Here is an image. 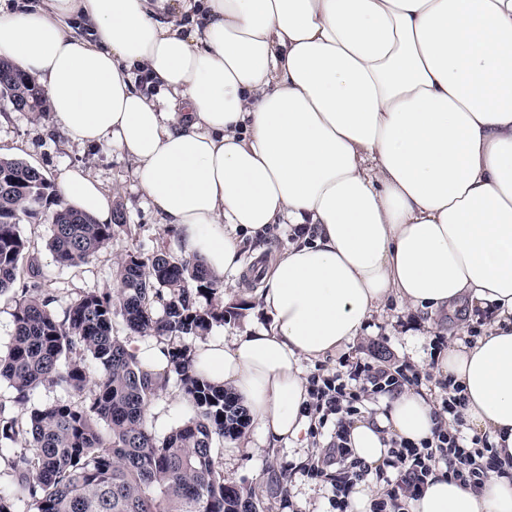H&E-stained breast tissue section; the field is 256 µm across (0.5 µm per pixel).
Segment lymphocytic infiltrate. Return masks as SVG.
Masks as SVG:
<instances>
[{
    "instance_id": "obj_1",
    "label": "lymphocytic infiltrate",
    "mask_w": 512,
    "mask_h": 512,
    "mask_svg": "<svg viewBox=\"0 0 512 512\" xmlns=\"http://www.w3.org/2000/svg\"><path fill=\"white\" fill-rule=\"evenodd\" d=\"M423 375L414 363L384 364L362 359L339 358L336 370L309 381L305 412L312 437L330 429L328 443L310 465V479L329 484L333 512H350L353 494L360 486L375 484L368 512H408V500L417 498L437 469L461 486L480 489L491 476L512 478V458L500 456L488 434H467L464 409L467 399L452 379L441 383L443 390L434 410L431 438L413 443L390 439L388 457L374 467L357 457L349 445V428L366 403L392 398L421 386Z\"/></svg>"
}]
</instances>
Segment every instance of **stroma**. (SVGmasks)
<instances>
[{"label":"stroma","instance_id":"stroma-1","mask_svg":"<svg viewBox=\"0 0 512 512\" xmlns=\"http://www.w3.org/2000/svg\"><path fill=\"white\" fill-rule=\"evenodd\" d=\"M0 156L24 159L52 181L63 169L82 167L111 196L113 210L126 216L125 223L113 226L111 243L77 267L59 265L48 248L53 230L51 210H44L37 223L21 224L20 230L30 242L29 255L41 270V291L54 298L56 308H64L85 291L117 293L118 269L127 255L147 258L160 250L176 254L178 233L161 223L148 206L132 177V163L112 150L93 152L70 142L51 112H17L0 101ZM216 297L224 303V321L212 327L211 336L231 337L271 322L255 300L244 297L242 289L222 284ZM427 321L423 312L389 301L372 315L367 330L347 351L362 358L373 353L383 360L406 359L430 367L432 344L421 338ZM150 413L153 430L161 437L191 417L193 410L178 384L172 382L152 402ZM218 452L225 483L255 492L260 512H329L325 485L304 475L320 452L310 435L293 444L271 445L252 423L237 447L222 446Z\"/></svg>","mask_w":512,"mask_h":512}]
</instances>
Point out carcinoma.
<instances>
[{
    "instance_id": "obj_1",
    "label": "carcinoma",
    "mask_w": 512,
    "mask_h": 512,
    "mask_svg": "<svg viewBox=\"0 0 512 512\" xmlns=\"http://www.w3.org/2000/svg\"><path fill=\"white\" fill-rule=\"evenodd\" d=\"M0 100L17 112H42L48 103L47 93L4 58ZM51 203L57 209L49 247L59 264H85L112 242V225L63 206L37 168L0 158V298L11 304L14 323L11 346L0 354V382L26 407L20 415L0 410V512L21 505L25 512H259L255 494L224 484L216 451L244 433L247 409L234 392L195 372L192 339L224 322L216 276L198 261L130 254L117 295L85 292L58 312L39 293L38 264H21L29 250L21 221L41 219ZM162 297L158 315L153 302ZM118 317L133 334L181 341L168 348L164 372L145 370L114 335ZM172 379L194 414L159 437L149 405ZM46 385L72 399L28 406Z\"/></svg>"
}]
</instances>
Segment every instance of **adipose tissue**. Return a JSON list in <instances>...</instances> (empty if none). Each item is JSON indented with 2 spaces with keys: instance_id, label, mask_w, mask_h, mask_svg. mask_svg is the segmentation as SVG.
Wrapping results in <instances>:
<instances>
[{
  "instance_id": "1",
  "label": "adipose tissue",
  "mask_w": 512,
  "mask_h": 512,
  "mask_svg": "<svg viewBox=\"0 0 512 512\" xmlns=\"http://www.w3.org/2000/svg\"><path fill=\"white\" fill-rule=\"evenodd\" d=\"M190 13L187 32L174 19ZM0 56L72 142L132 162L182 255L214 275L242 278L243 237L295 230L252 292L271 324L196 349L265 438L299 441L302 361L345 349L394 297L433 319L494 307L435 374L512 456V0H0ZM58 192L111 222L84 169ZM433 411L403 392L351 444L382 462L383 435L427 439ZM408 510L512 512V479L474 491L439 470Z\"/></svg>"
}]
</instances>
